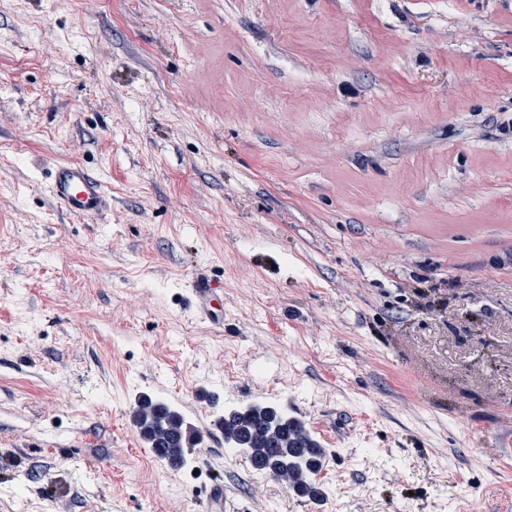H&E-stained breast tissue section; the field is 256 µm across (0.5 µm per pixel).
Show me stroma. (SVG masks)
I'll use <instances>...</instances> for the list:
<instances>
[{
  "mask_svg": "<svg viewBox=\"0 0 512 512\" xmlns=\"http://www.w3.org/2000/svg\"><path fill=\"white\" fill-rule=\"evenodd\" d=\"M71 161L106 215L50 198ZM143 394L202 432L181 467ZM254 402L323 448L319 500L228 454ZM216 482L512 512V0H0V512H209ZM47 180L50 196L70 216L101 215L111 207L105 182L81 164H55ZM220 290L213 281L204 277H197L192 281L195 311L201 318L210 321L224 320V308L217 298ZM134 422L148 448L177 467L184 461L186 448L200 441V434L188 426L183 417L163 401L142 395L134 411Z\"/></svg>",
  "mask_w": 512,
  "mask_h": 512,
  "instance_id": "obj_1",
  "label": "stroma"
}]
</instances>
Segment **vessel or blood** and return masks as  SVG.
<instances>
[{
  "label": "vessel or blood",
  "mask_w": 512,
  "mask_h": 512,
  "mask_svg": "<svg viewBox=\"0 0 512 512\" xmlns=\"http://www.w3.org/2000/svg\"><path fill=\"white\" fill-rule=\"evenodd\" d=\"M48 192L65 213L86 217L100 215L111 206L109 190L101 177L80 164L54 165L48 177ZM218 286L199 277L192 282L196 313L204 319H223L224 308L218 299Z\"/></svg>",
  "instance_id": "vessel-or-blood-1"
}]
</instances>
